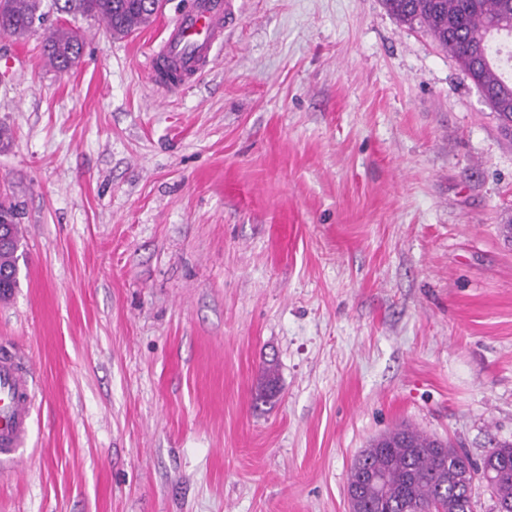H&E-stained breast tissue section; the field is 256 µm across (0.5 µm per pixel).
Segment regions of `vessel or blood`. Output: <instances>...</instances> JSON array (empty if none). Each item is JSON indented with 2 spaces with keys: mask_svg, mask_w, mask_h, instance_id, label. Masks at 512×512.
<instances>
[{
  "mask_svg": "<svg viewBox=\"0 0 512 512\" xmlns=\"http://www.w3.org/2000/svg\"><path fill=\"white\" fill-rule=\"evenodd\" d=\"M235 16V0H195L165 25L164 36L147 60L154 80L177 90L214 64L224 31ZM33 363L0 353V464L14 461L30 440L35 405Z\"/></svg>",
  "mask_w": 512,
  "mask_h": 512,
  "instance_id": "obj_1",
  "label": "vessel or blood"
}]
</instances>
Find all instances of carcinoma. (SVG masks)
<instances>
[{
    "label": "carcinoma",
    "instance_id": "cac0c4a2",
    "mask_svg": "<svg viewBox=\"0 0 512 512\" xmlns=\"http://www.w3.org/2000/svg\"><path fill=\"white\" fill-rule=\"evenodd\" d=\"M44 0H0V33L25 37L43 27V50L50 64L68 69L83 51L75 31L46 25ZM155 2L145 0H52L60 13H79L103 22L113 35L127 36L150 23ZM400 22L424 27L448 51L474 85L484 92L504 131L512 130V77L501 76L495 63V40L512 38V0H384ZM17 214L0 205V225L9 226L11 242L0 246V297L17 285L19 247ZM274 363L263 372L255 400L270 402L277 394ZM467 454L411 427H399L374 441L354 462L349 485L373 473L381 489H363L356 512H472L471 485L484 481L496 499L497 512H512V443L490 449L481 464L463 466Z\"/></svg>",
    "mask_w": 512,
    "mask_h": 512
}]
</instances>
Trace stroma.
<instances>
[{
	"instance_id": "obj_1",
	"label": "stroma",
	"mask_w": 512,
	"mask_h": 512,
	"mask_svg": "<svg viewBox=\"0 0 512 512\" xmlns=\"http://www.w3.org/2000/svg\"><path fill=\"white\" fill-rule=\"evenodd\" d=\"M239 2L174 93L146 60L184 0L125 38L50 13L65 71L0 34V343L40 378L0 512H348L398 425L512 441V136L382 0ZM0 234L1 226L8 224L11 242L9 245L0 246V280L4 282L5 287L0 288L1 299L11 296L13 289L17 285V260L16 255L19 247L18 225L16 222L17 214L11 207L0 205ZM3 220V221H2ZM7 220V221H5ZM3 260V261H2ZM278 376L277 369L274 362H270L263 372V379L258 387L255 400L256 402L268 403L278 392Z\"/></svg>"
}]
</instances>
